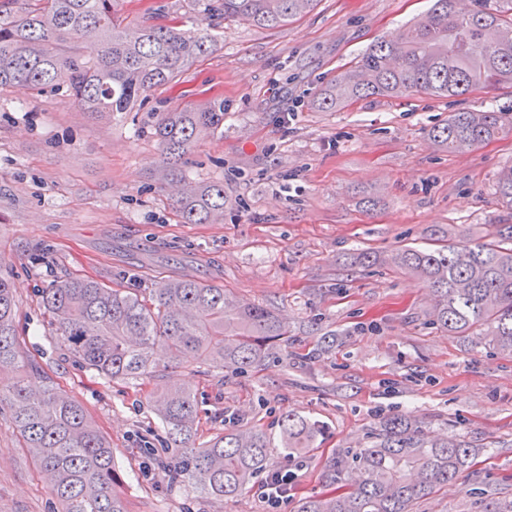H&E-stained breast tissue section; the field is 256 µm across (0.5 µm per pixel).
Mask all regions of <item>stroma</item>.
Returning a JSON list of instances; mask_svg holds the SVG:
<instances>
[{
  "instance_id": "obj_1",
  "label": "stroma",
  "mask_w": 512,
  "mask_h": 512,
  "mask_svg": "<svg viewBox=\"0 0 512 512\" xmlns=\"http://www.w3.org/2000/svg\"><path fill=\"white\" fill-rule=\"evenodd\" d=\"M428 0H318L277 28L215 20L216 46L141 105L89 118L66 90H0V275L14 283L15 326L40 368L81 404L112 445L128 512H264L258 487L216 500L157 468L163 429L151 399L164 385L198 393V442L216 416L279 441L292 413L319 422L305 453L272 452L293 479L282 512L327 492L338 453L364 446L379 415L417 418L437 438L479 448L468 476L417 512H481L512 494V356L430 322L435 299L420 280L349 266L357 251L482 237L512 224L496 176L512 165V134L462 152L430 128L461 110H512V86L461 97L374 96L333 111L314 92L374 40L397 39ZM126 23L151 14L191 28V0H125ZM213 101L224 126L197 140L191 182L224 186V221L181 223L153 126L159 113ZM193 276L273 310L292 334L258 370L235 375L172 359L156 345L154 377L112 381L81 369L40 306L42 291L89 277L145 292ZM16 432L0 413V512H59Z\"/></svg>"
}]
</instances>
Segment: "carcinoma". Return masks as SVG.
Here are the masks:
<instances>
[{
  "label": "carcinoma",
  "mask_w": 512,
  "mask_h": 512,
  "mask_svg": "<svg viewBox=\"0 0 512 512\" xmlns=\"http://www.w3.org/2000/svg\"><path fill=\"white\" fill-rule=\"evenodd\" d=\"M122 0H0V88L24 83L38 93L66 89L91 117L123 113L147 90L170 83L212 52L209 27L180 29L149 16L133 26L119 20ZM316 0H193L212 18L275 28L309 11ZM427 12L397 41L371 44L349 69L315 94L322 110L368 96L409 93L459 97L512 83V0H430ZM224 123V103L163 112L154 136L184 224H212L224 215V184L186 183L179 163L201 136ZM512 127V115L487 110L452 112L429 136L439 145L468 150ZM497 190L512 210V166ZM391 269L421 278L436 298L432 321L450 335L480 338L512 354V224H493L478 240L438 248H399L383 257L360 251L350 265ZM41 304L57 321V335L80 366L111 380L153 376L152 349L163 340L173 357L245 374L256 370L288 326L270 309L244 305L224 288L197 278L169 279L148 295L109 288L96 280L63 279L43 291ZM15 288L0 276V369L39 366L24 355L13 318ZM166 447L158 459L174 482L188 480L206 498L234 497L267 469L270 442L254 429L221 430L196 445L198 401L191 389L169 387L155 397ZM12 423L61 512H127L116 490L112 446L84 408L51 380L33 389L18 381L0 386V411ZM320 426L286 414L281 446L288 454L313 447ZM479 449L462 439L438 440L422 423L401 414L380 417L367 445L336 456L326 478L336 489L303 497L297 512H414L420 502L454 484ZM481 512H512V495L484 501Z\"/></svg>",
  "instance_id": "cac0c4a2"
}]
</instances>
